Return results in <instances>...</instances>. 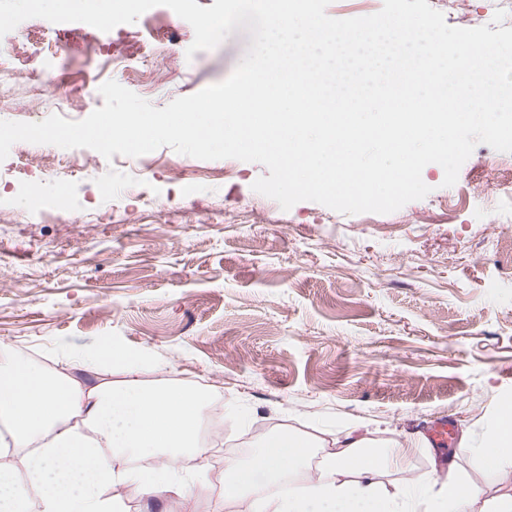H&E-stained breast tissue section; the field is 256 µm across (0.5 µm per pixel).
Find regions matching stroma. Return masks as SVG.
<instances>
[{
	"label": "stroma",
	"mask_w": 512,
	"mask_h": 512,
	"mask_svg": "<svg viewBox=\"0 0 512 512\" xmlns=\"http://www.w3.org/2000/svg\"><path fill=\"white\" fill-rule=\"evenodd\" d=\"M29 31L0 37L32 60L30 78L0 87V120L84 119L113 78L161 108L227 79L251 44L238 28L187 56L194 31L165 6L108 32L46 20ZM167 35V74L146 90L147 47ZM114 52L133 69L107 70ZM496 155L477 145L451 187L428 164L424 199L346 215L269 205L251 188L257 163L15 143L0 162V346L84 383L120 375L69 355L112 345L141 358L145 383L215 393L223 437L180 463L197 476V512H252L250 498L225 501L224 468L276 430L329 444L358 421L387 445L447 415L478 440L512 392V170L491 173ZM438 457L417 453L384 481L449 467L486 498L512 485L461 449Z\"/></svg>",
	"instance_id": "stroma-1"
}]
</instances>
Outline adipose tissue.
I'll return each mask as SVG.
<instances>
[{"label": "adipose tissue", "instance_id": "1", "mask_svg": "<svg viewBox=\"0 0 512 512\" xmlns=\"http://www.w3.org/2000/svg\"><path fill=\"white\" fill-rule=\"evenodd\" d=\"M109 361L120 381L81 386L0 347V443L23 449L21 469L0 467V512H113L115 487L135 483L145 496L183 497L179 467L185 452L202 453V417L211 393L181 384L149 385L138 358L120 348L92 347L70 358L90 369ZM352 423L326 452L315 476L297 490H280L305 469L312 441L283 431L254 448L248 463L224 470V497L248 494L253 512H512V487L479 501L475 486L456 474L387 486L381 477L409 446L371 445ZM113 451L111 461L101 448ZM469 453L489 472H512V394ZM161 457L159 465L133 460Z\"/></svg>", "mask_w": 512, "mask_h": 512}]
</instances>
